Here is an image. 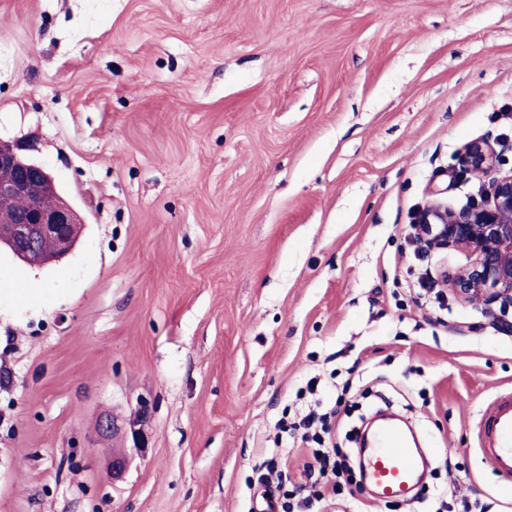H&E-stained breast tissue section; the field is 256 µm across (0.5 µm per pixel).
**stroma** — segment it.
I'll use <instances>...</instances> for the list:
<instances>
[{
    "instance_id": "35a3bbf8",
    "label": "stroma",
    "mask_w": 512,
    "mask_h": 512,
    "mask_svg": "<svg viewBox=\"0 0 512 512\" xmlns=\"http://www.w3.org/2000/svg\"><path fill=\"white\" fill-rule=\"evenodd\" d=\"M0 138L32 145L82 218L37 266L0 250V512H256L319 378L337 447L380 407L419 429L412 504L355 487L319 512L512 508L474 449L512 390V334L419 288L468 264L418 249L457 209L474 141L512 168V0H0ZM149 402L121 480L97 424Z\"/></svg>"
}]
</instances>
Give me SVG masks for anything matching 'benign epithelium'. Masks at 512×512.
Here are the masks:
<instances>
[{
	"label": "benign epithelium",
	"instance_id": "benign-epithelium-1",
	"mask_svg": "<svg viewBox=\"0 0 512 512\" xmlns=\"http://www.w3.org/2000/svg\"><path fill=\"white\" fill-rule=\"evenodd\" d=\"M16 141L0 139V205H13L10 220L0 221V242L14 257L28 262L33 251L49 243L63 256L74 246L71 229L81 223L75 208L58 192L51 174L40 164L20 154ZM464 169L490 177L482 199L450 209L439 202L423 208L416 219L424 229L421 245L426 250L460 248L473 260L441 278L442 286L455 298L483 305L494 324L512 326V169L502 172L495 149L484 142L470 144L461 158ZM148 401L128 422L134 447L141 448ZM131 462L125 448L112 454L109 475L121 478Z\"/></svg>",
	"mask_w": 512,
	"mask_h": 512
}]
</instances>
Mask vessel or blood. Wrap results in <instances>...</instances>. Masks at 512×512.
I'll return each instance as SVG.
<instances>
[{"label": "vessel or blood", "instance_id": "obj_1", "mask_svg": "<svg viewBox=\"0 0 512 512\" xmlns=\"http://www.w3.org/2000/svg\"><path fill=\"white\" fill-rule=\"evenodd\" d=\"M478 452L484 463L500 477L512 479V391L498 394L483 408L477 424ZM362 481L374 499L382 501L415 498L427 469L420 449L397 424L378 427L362 440Z\"/></svg>", "mask_w": 512, "mask_h": 512}]
</instances>
